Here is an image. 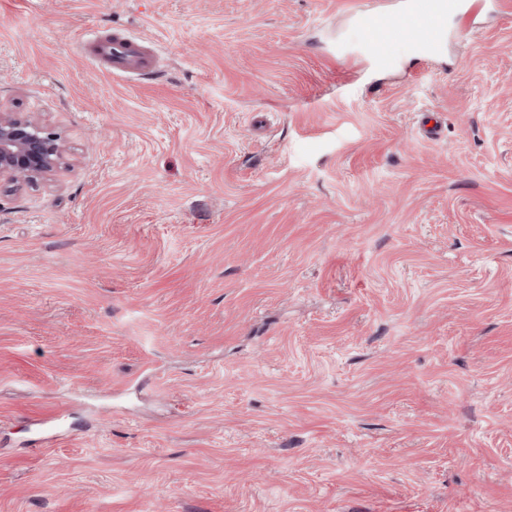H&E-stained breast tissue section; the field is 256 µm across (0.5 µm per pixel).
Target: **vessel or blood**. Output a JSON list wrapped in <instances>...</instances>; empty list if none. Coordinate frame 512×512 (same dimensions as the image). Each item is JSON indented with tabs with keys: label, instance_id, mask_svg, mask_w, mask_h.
Segmentation results:
<instances>
[{
	"label": "vessel or blood",
	"instance_id": "obj_1",
	"mask_svg": "<svg viewBox=\"0 0 512 512\" xmlns=\"http://www.w3.org/2000/svg\"><path fill=\"white\" fill-rule=\"evenodd\" d=\"M459 0H405L397 17L381 12L363 14V27L373 55L379 63H387L390 51L402 43L417 45L425 55H433L440 46L444 21L459 11ZM91 62L105 66L113 76L132 78L156 73L155 54L146 51L144 42L113 36L85 40Z\"/></svg>",
	"mask_w": 512,
	"mask_h": 512
}]
</instances>
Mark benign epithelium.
<instances>
[{
	"instance_id": "1",
	"label": "benign epithelium",
	"mask_w": 512,
	"mask_h": 512,
	"mask_svg": "<svg viewBox=\"0 0 512 512\" xmlns=\"http://www.w3.org/2000/svg\"><path fill=\"white\" fill-rule=\"evenodd\" d=\"M65 140L38 119L0 111V181L17 187L44 180L64 163Z\"/></svg>"
}]
</instances>
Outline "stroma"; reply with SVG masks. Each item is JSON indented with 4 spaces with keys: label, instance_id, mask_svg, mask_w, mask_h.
Listing matches in <instances>:
<instances>
[{
    "label": "stroma",
    "instance_id": "1",
    "mask_svg": "<svg viewBox=\"0 0 512 512\" xmlns=\"http://www.w3.org/2000/svg\"><path fill=\"white\" fill-rule=\"evenodd\" d=\"M398 7L0 0L69 148L0 183V512H512V8ZM457 0H406L396 18L382 12L361 15L373 55L386 64L390 50L401 43L417 45L425 57L432 56L440 46L444 20L459 11ZM83 44L90 61L105 66L115 77L126 79L151 75L157 71V57L146 51V41L113 35L112 42L94 38L84 39Z\"/></svg>",
    "mask_w": 512,
    "mask_h": 512
}]
</instances>
